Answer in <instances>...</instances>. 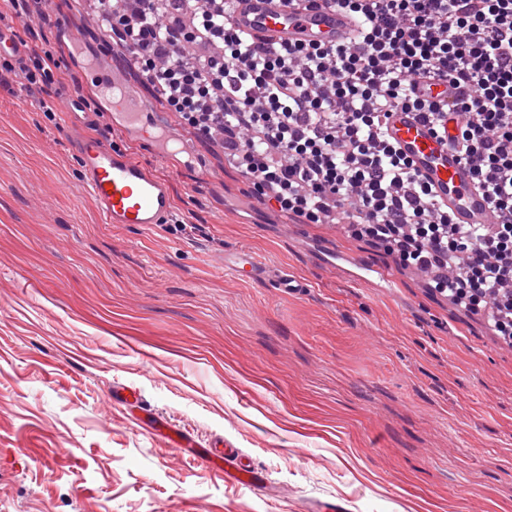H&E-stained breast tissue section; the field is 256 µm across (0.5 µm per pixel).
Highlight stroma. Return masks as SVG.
I'll use <instances>...</instances> for the list:
<instances>
[{
  "label": "stroma",
  "instance_id": "35a3bbf8",
  "mask_svg": "<svg viewBox=\"0 0 512 512\" xmlns=\"http://www.w3.org/2000/svg\"><path fill=\"white\" fill-rule=\"evenodd\" d=\"M54 0L16 17L51 51L54 92L121 47ZM0 88V512H512V341L346 224H290L181 124L170 171L102 117L114 148L171 180V224H107L61 127ZM249 249L299 295L224 268ZM388 269L351 280L337 257ZM194 439L224 437L268 475L255 491L146 434L115 386Z\"/></svg>",
  "mask_w": 512,
  "mask_h": 512
}]
</instances>
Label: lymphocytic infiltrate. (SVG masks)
I'll return each instance as SVG.
<instances>
[{"label":"lymphocytic infiltrate","mask_w":512,"mask_h":512,"mask_svg":"<svg viewBox=\"0 0 512 512\" xmlns=\"http://www.w3.org/2000/svg\"><path fill=\"white\" fill-rule=\"evenodd\" d=\"M109 31L137 57L171 111L205 135L229 139L243 173L281 209L313 224L345 216L435 288L478 311L494 303L512 338V0H325L363 24L347 46L269 47L240 36L228 0H125ZM57 62L29 49L21 68L0 62V85L21 75L48 93ZM439 77L458 90L436 105L411 81ZM422 111L437 128L464 122L449 143L472 164L498 223H450L384 133L389 112ZM464 255L463 274L448 258Z\"/></svg>","instance_id":"1"}]
</instances>
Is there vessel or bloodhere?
<instances>
[{
  "instance_id": "1",
  "label": "vessel or blood",
  "mask_w": 512,
  "mask_h": 512,
  "mask_svg": "<svg viewBox=\"0 0 512 512\" xmlns=\"http://www.w3.org/2000/svg\"><path fill=\"white\" fill-rule=\"evenodd\" d=\"M233 27L270 46L295 43L349 44L357 28L355 16L341 8H323L315 0H235L229 17ZM27 48L14 30L0 27V57L22 61ZM123 72L94 65L81 74V88L68 92L57 104L63 127L76 157L79 178L94 196L105 223L166 224L173 216V194L168 177L157 174L126 151L113 148L97 134L100 116L83 109L85 94L96 95L135 138L167 148L175 136L154 101L146 99L122 77ZM416 94L436 102L447 101L454 91L444 81L420 79ZM389 138L410 161L416 174L447 205L455 224H493L497 217L490 201L474 186L471 164L448 146V139L426 121L419 111L398 108L387 120ZM224 266L234 274L251 278L269 274L284 293H300L303 281L280 271H266L254 254L239 250L225 254ZM136 422L149 434L165 433L174 448L192 449L206 466L223 470L233 483L259 490L264 473L231 443L195 447L180 427L161 421L152 411L138 408Z\"/></svg>"
}]
</instances>
